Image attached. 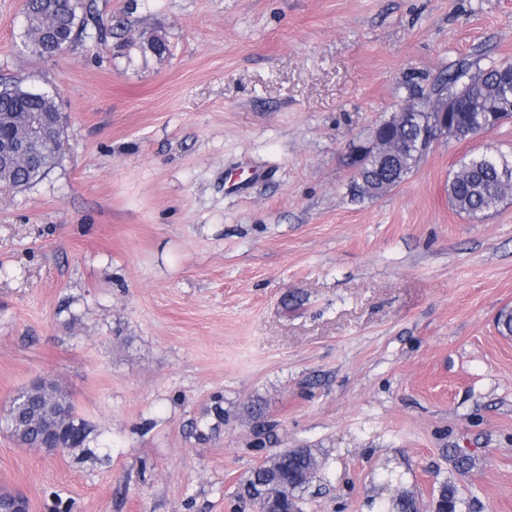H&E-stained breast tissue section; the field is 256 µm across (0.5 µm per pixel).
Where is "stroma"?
<instances>
[{"label":"stroma","instance_id":"stroma-1","mask_svg":"<svg viewBox=\"0 0 512 512\" xmlns=\"http://www.w3.org/2000/svg\"><path fill=\"white\" fill-rule=\"evenodd\" d=\"M63 54L0 0V85L47 93L57 165L0 184V415L45 378L87 438L0 426L29 512H254L276 452L325 464L301 512H512V197L448 200L512 120L361 191L353 145L461 64L512 62V0H81ZM164 41L157 55L148 41Z\"/></svg>","mask_w":512,"mask_h":512}]
</instances>
